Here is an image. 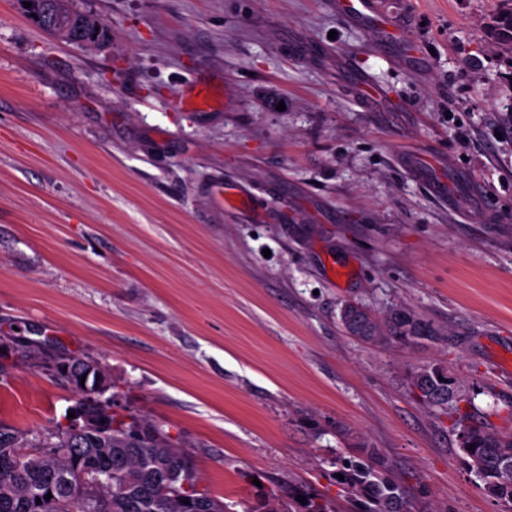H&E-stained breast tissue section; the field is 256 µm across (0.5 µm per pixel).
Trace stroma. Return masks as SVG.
I'll use <instances>...</instances> for the list:
<instances>
[{
    "label": "stroma",
    "mask_w": 512,
    "mask_h": 512,
    "mask_svg": "<svg viewBox=\"0 0 512 512\" xmlns=\"http://www.w3.org/2000/svg\"><path fill=\"white\" fill-rule=\"evenodd\" d=\"M72 6L108 24L107 47L0 0V337L100 362L116 412L194 451L224 502L303 486L359 512L334 460L365 444L416 512H512L454 426L462 410L512 431V0H383L422 67L336 0ZM198 83L220 105L180 109ZM218 182L258 215L214 204ZM349 301L407 307L443 339L362 343L340 322ZM433 364L459 409L412 388ZM74 403L29 358L0 376L17 429Z\"/></svg>",
    "instance_id": "obj_1"
}]
</instances>
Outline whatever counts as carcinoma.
Wrapping results in <instances>:
<instances>
[{
	"instance_id": "obj_1",
	"label": "carcinoma",
	"mask_w": 512,
	"mask_h": 512,
	"mask_svg": "<svg viewBox=\"0 0 512 512\" xmlns=\"http://www.w3.org/2000/svg\"><path fill=\"white\" fill-rule=\"evenodd\" d=\"M45 31L62 39L100 48L110 39V27L96 17L72 8L71 0H51ZM358 328L345 332L369 344L389 341L404 345L437 343L440 330L425 318L405 308H395L379 321L356 309ZM88 358L66 352L44 353L38 367L79 392L80 375ZM411 385L428 405L448 403L450 378L442 367L419 368L411 373ZM104 424L93 433L77 434L58 422L50 428L21 431L0 423V512H86L79 505L77 476L92 461L112 470V481L96 488L91 512H229V505L199 488L194 457L174 446L172 438L144 415H120L112 404L100 407ZM460 448L470 466L493 496L512 503V433L494 431L481 423L456 420ZM37 449L26 454L22 448ZM336 473L348 493L375 508L367 512H417L407 491L381 470L373 448H359L358 460L336 457ZM186 482L178 493L162 489ZM52 498H46V494ZM307 500L297 512H328L318 498L305 489L291 492ZM41 502H36V499ZM188 503H183V500Z\"/></svg>"
}]
</instances>
